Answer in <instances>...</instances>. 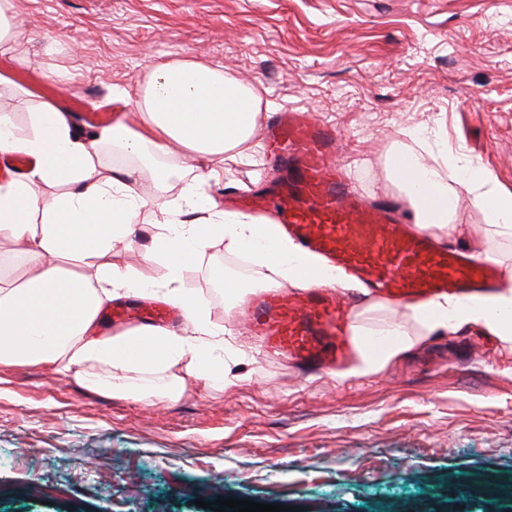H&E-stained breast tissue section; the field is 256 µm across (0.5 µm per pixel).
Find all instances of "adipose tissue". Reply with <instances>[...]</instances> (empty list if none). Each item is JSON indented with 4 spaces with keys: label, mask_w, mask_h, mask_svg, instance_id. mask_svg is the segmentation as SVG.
Masks as SVG:
<instances>
[{
    "label": "adipose tissue",
    "mask_w": 512,
    "mask_h": 512,
    "mask_svg": "<svg viewBox=\"0 0 512 512\" xmlns=\"http://www.w3.org/2000/svg\"><path fill=\"white\" fill-rule=\"evenodd\" d=\"M262 97L209 64L178 59L154 66L132 100V122L83 136L69 113L49 100L36 104L25 128L0 109V157L24 156L27 170L0 182V365H42L81 383L128 397L175 400L185 390L170 367L185 356L209 365L222 331L208 319L203 296L184 288L185 273L215 240L260 267L263 288H351L321 259L305 253L275 220L224 209L210 193L231 165L252 154ZM432 158L395 151L389 174L421 227L437 237L458 229V201L467 198L496 233L512 237V194L490 174L441 147L420 130ZM131 159L113 167L112 158ZM192 176L182 180L179 163ZM182 181L171 196L174 181ZM150 211L152 225L140 216ZM150 245L135 250L142 235ZM133 246L131 261L114 263L115 243ZM163 264L166 283L155 294L180 307L182 330L134 326L103 331L105 304L146 288L145 266ZM464 325L512 342V287L489 297L444 296L399 315L358 324L359 361L348 374L365 375L438 332Z\"/></svg>",
    "instance_id": "adipose-tissue-1"
}]
</instances>
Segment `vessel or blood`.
<instances>
[{"label": "vessel or blood", "mask_w": 512, "mask_h": 512, "mask_svg": "<svg viewBox=\"0 0 512 512\" xmlns=\"http://www.w3.org/2000/svg\"><path fill=\"white\" fill-rule=\"evenodd\" d=\"M268 137L270 156L288 178L259 197L257 208L276 209L297 245L344 270L379 300L423 305L443 295L468 299L500 287L501 271L492 261L437 245L401 208L361 197L337 159L330 126L291 108ZM241 327L268 358L286 364L329 369L354 352L351 314L324 288L261 289L246 306Z\"/></svg>", "instance_id": "b4317fda"}]
</instances>
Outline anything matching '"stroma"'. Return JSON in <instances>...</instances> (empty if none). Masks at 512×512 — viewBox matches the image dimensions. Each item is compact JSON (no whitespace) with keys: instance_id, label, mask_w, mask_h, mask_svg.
Wrapping results in <instances>:
<instances>
[{"instance_id":"35a3bbf8","label":"stroma","mask_w":512,"mask_h":512,"mask_svg":"<svg viewBox=\"0 0 512 512\" xmlns=\"http://www.w3.org/2000/svg\"><path fill=\"white\" fill-rule=\"evenodd\" d=\"M0 107L18 123L58 93L136 94L192 58L261 85V127L299 108L341 137L367 201L400 204L389 155L438 126L448 151L512 193V0H11ZM287 178L260 146L219 202ZM448 244L512 266L483 215ZM217 241L187 274L224 329V387L185 364L183 395L143 401L35 365L0 366V512H205L220 498L299 512H512V346L478 329L430 337L375 373L340 378L265 357L225 308Z\"/></svg>"}]
</instances>
